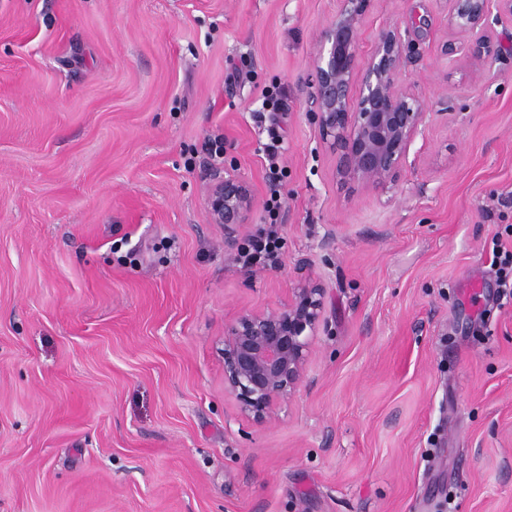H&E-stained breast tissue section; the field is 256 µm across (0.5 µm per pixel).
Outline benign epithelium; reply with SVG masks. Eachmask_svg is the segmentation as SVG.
Instances as JSON below:
<instances>
[{"mask_svg":"<svg viewBox=\"0 0 512 512\" xmlns=\"http://www.w3.org/2000/svg\"><path fill=\"white\" fill-rule=\"evenodd\" d=\"M370 2L337 0L336 13L319 36L307 107L322 141L341 152L338 175L386 193L397 185L431 113L399 85L412 43L410 31L385 27L371 52L363 53L358 34ZM449 2L448 26L464 41L445 42L444 53L466 54L480 72L499 53L489 17L512 16V0ZM252 208L246 183L215 170L208 218L224 225V250L238 249ZM301 280L284 307L245 314L224 329V390L235 398L239 414L256 424L277 416L297 390L322 322L323 289L304 272Z\"/></svg>","mask_w":512,"mask_h":512,"instance_id":"7a95c632","label":"benign epithelium"}]
</instances>
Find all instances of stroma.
<instances>
[{
    "label": "stroma",
    "instance_id": "35a3bbf8",
    "mask_svg": "<svg viewBox=\"0 0 512 512\" xmlns=\"http://www.w3.org/2000/svg\"><path fill=\"white\" fill-rule=\"evenodd\" d=\"M336 0H0V512H512V18L491 75L444 54L449 0H371L415 31L432 111L388 195L347 184L306 101ZM279 93L281 262L241 268L205 143L262 227ZM323 289L276 420L224 390L225 326ZM491 267L495 271V275L502 288L499 294L500 300L505 298V303L501 306L512 304V250L509 251L502 246L500 237H494L491 241Z\"/></svg>",
    "mask_w": 512,
    "mask_h": 512
}]
</instances>
